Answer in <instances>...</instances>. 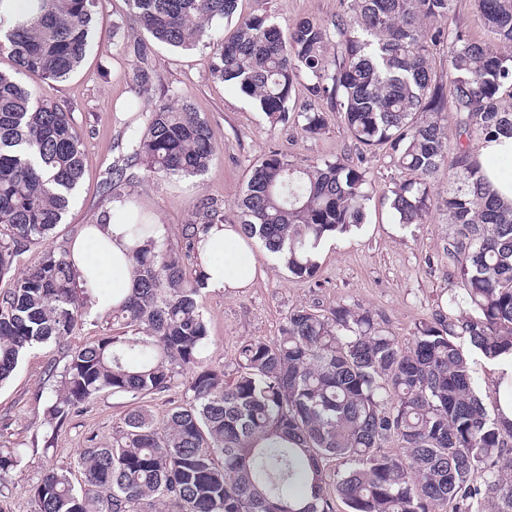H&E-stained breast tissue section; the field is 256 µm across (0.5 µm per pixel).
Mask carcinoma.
<instances>
[{"instance_id": "carcinoma-1", "label": "carcinoma", "mask_w": 512, "mask_h": 512, "mask_svg": "<svg viewBox=\"0 0 512 512\" xmlns=\"http://www.w3.org/2000/svg\"><path fill=\"white\" fill-rule=\"evenodd\" d=\"M157 42L190 49L208 38L215 77L237 88L271 123L288 120L297 74L343 117L364 152L389 147L413 178L384 192L403 226L424 224L429 179L444 165L453 185L442 206L455 232L448 258L460 292L420 323L402 347L369 310L298 306L273 340L241 342L224 366L204 361V282L186 254L155 238L132 214V288L109 317L121 331L99 337L48 369L44 447L68 417L102 394L132 407L105 446L52 463L29 488L35 512H469L485 477L491 512H512V477L499 463L512 426L474 390L469 354L512 353V204L484 181L472 142L512 138V0H473L489 39L448 24L455 0H343L331 25L308 17L288 38L267 15L237 21L238 0H127ZM17 25L0 31V276L62 223L83 175V141L70 114L22 85L30 74L61 83L80 67L94 37L99 0H28ZM448 44V83L433 69ZM317 135L323 113H296ZM130 157L169 178L203 174L218 147L208 121L184 103L158 100L131 131ZM371 183L363 159L299 164L271 150L237 201L241 233L292 276L312 279L318 249L367 219ZM224 222L214 203L186 225L195 245ZM469 308L475 316L453 315ZM85 314L68 255L47 250L0 296V383L37 345L71 336ZM181 387L166 417L144 399ZM394 439L404 452L391 453ZM343 466L334 491L325 466ZM25 450H0V496L24 468ZM81 474L74 484L73 470Z\"/></svg>"}]
</instances>
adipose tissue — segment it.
Segmentation results:
<instances>
[{
  "mask_svg": "<svg viewBox=\"0 0 512 512\" xmlns=\"http://www.w3.org/2000/svg\"><path fill=\"white\" fill-rule=\"evenodd\" d=\"M476 160L482 175L501 198L511 202L512 173H506L502 163L512 161V139L481 143ZM127 212L125 199H113L104 216L85 225L70 245L69 259L78 283L99 280L112 284L110 292L96 295L94 299V309L103 315L125 297L132 286ZM197 253V269L203 275L207 288L240 290L250 287L257 274L251 243L241 235L238 225H210L198 243Z\"/></svg>",
  "mask_w": 512,
  "mask_h": 512,
  "instance_id": "obj_1",
  "label": "adipose tissue"
}]
</instances>
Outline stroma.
I'll use <instances>...</instances> for the list:
<instances>
[{"mask_svg":"<svg viewBox=\"0 0 512 512\" xmlns=\"http://www.w3.org/2000/svg\"><path fill=\"white\" fill-rule=\"evenodd\" d=\"M340 10V0H238L237 14L271 16L286 33L300 18L326 24ZM138 46L146 51L151 76L150 91L141 97L136 94L134 49ZM213 61L212 49L202 45L181 50L156 43L131 16L126 0H100L94 43L67 81L23 76V83L71 112L85 145L78 192L48 247L68 250L84 225L95 221L119 195L131 197L142 213L167 224L174 241L206 201L220 204L227 222H236L234 202L253 165L272 149L304 164L325 158L356 159L358 150L340 113L313 95L306 73H299L295 80L293 105L323 113L325 127L317 135L305 133L293 121L271 124L238 91L213 77ZM169 89L179 91L208 120L219 148L217 159L196 178L155 176L129 158L130 128L143 125L146 111ZM134 99L139 107L132 110L128 103ZM116 165L125 166V180H114ZM365 167L372 184L367 220L359 229L329 241L313 279L288 276L258 249L254 256L259 273L251 287L233 293L204 290L208 364H229L242 341L275 339L288 312L301 305L324 309L340 303L370 310L405 347L416 326L431 319L438 304L458 292L456 267L448 257L453 227L445 213L436 209L427 223L401 226L384 191L390 183L404 180L405 172L387 148L367 155ZM112 332L109 320L87 311L75 334L62 343L33 349L0 386V448L27 451L25 467L15 476L9 498L0 502V512H34L26 489L37 481L46 463L73 461L89 441H111L113 429L129 407L128 398L121 395L98 397L68 418L50 451H43L36 435L48 397L49 364L61 360L66 350Z\"/></svg>","mask_w":512,"mask_h":512,"instance_id":"35a3bbf8","label":"stroma"}]
</instances>
